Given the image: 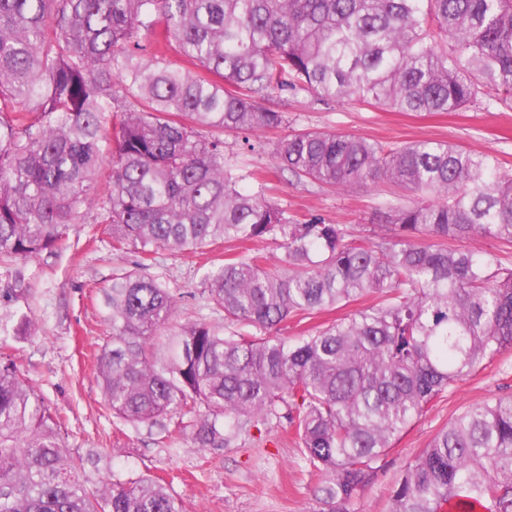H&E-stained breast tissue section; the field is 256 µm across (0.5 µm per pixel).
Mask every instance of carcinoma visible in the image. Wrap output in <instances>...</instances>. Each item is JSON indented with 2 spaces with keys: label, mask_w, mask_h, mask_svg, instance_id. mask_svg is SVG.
Listing matches in <instances>:
<instances>
[{
  "label": "carcinoma",
  "mask_w": 512,
  "mask_h": 512,
  "mask_svg": "<svg viewBox=\"0 0 512 512\" xmlns=\"http://www.w3.org/2000/svg\"><path fill=\"white\" fill-rule=\"evenodd\" d=\"M288 90L428 113L493 91L512 108V0H0V263L58 251L71 224H106L114 245L146 256L280 242L274 259L243 254L204 273L222 324H176L164 281L114 275L102 395L133 425L193 415L197 448L282 416L325 477L322 512H358L392 440L512 348V269L474 246L512 245V175L446 142L385 148L300 132L273 153L296 176L341 189L382 180L422 196L388 204L384 235L300 222L224 158V131L288 122L259 104ZM107 137L112 186L100 195ZM369 294L376 304L314 333L271 335ZM33 329L24 313L0 320V336ZM81 466L50 408L0 361V512H186L150 477L91 488ZM450 506L512 512L511 396L440 429L404 466L390 512Z\"/></svg>",
  "instance_id": "obj_1"
}]
</instances>
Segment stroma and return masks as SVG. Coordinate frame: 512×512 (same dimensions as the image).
<instances>
[{
  "label": "stroma",
  "instance_id": "1",
  "mask_svg": "<svg viewBox=\"0 0 512 512\" xmlns=\"http://www.w3.org/2000/svg\"><path fill=\"white\" fill-rule=\"evenodd\" d=\"M278 107L288 114L287 126L247 137L225 132V156L256 173L290 215L344 225L356 238L377 230L388 203L413 202L414 194L386 182L342 190L295 177L273 157L278 140L304 130H330L385 146L450 142L494 155L502 170L512 174V110L491 93L458 111L434 114L397 112L356 99L325 104L305 91L289 94ZM242 252L235 244L205 255L157 252L147 271L169 285L175 322L210 315L204 264ZM141 261L133 248L113 249L106 225L72 224L66 249L24 265V293L0 299V318L21 311L35 324L28 335L6 337L0 353L12 355L20 373L60 416V439L72 456L83 458V479L99 486L111 478L161 477L188 512H321V478L308 471L286 420L270 422L261 433H242L229 446L202 450L191 440L193 416L168 415L160 429L113 417L95 371L96 355L108 336L103 289L115 273L135 270ZM374 302L370 295L333 311L294 317L280 324L279 333L312 332ZM503 396H512V351L485 361L428 405L363 489L359 512H389L390 489L405 464L459 412Z\"/></svg>",
  "mask_w": 512,
  "mask_h": 512
}]
</instances>
